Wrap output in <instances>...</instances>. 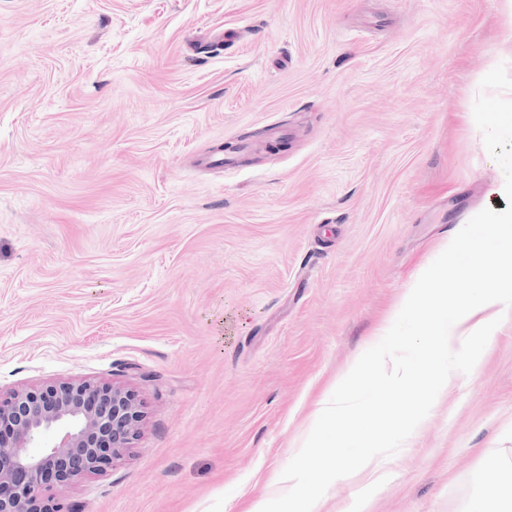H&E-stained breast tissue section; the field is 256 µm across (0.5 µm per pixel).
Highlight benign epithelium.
<instances>
[{"label": "benign epithelium", "mask_w": 512, "mask_h": 512, "mask_svg": "<svg viewBox=\"0 0 512 512\" xmlns=\"http://www.w3.org/2000/svg\"><path fill=\"white\" fill-rule=\"evenodd\" d=\"M143 420L136 395L116 384L59 381L0 394V512H66L49 488L123 458Z\"/></svg>", "instance_id": "obj_1"}]
</instances>
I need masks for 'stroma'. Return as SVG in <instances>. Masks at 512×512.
<instances>
[{"instance_id": "stroma-1", "label": "stroma", "mask_w": 512, "mask_h": 512, "mask_svg": "<svg viewBox=\"0 0 512 512\" xmlns=\"http://www.w3.org/2000/svg\"><path fill=\"white\" fill-rule=\"evenodd\" d=\"M500 0H0V392L138 396L75 512H249L502 169ZM265 131L221 169L219 144ZM512 462V309L384 458L370 512H469Z\"/></svg>"}]
</instances>
